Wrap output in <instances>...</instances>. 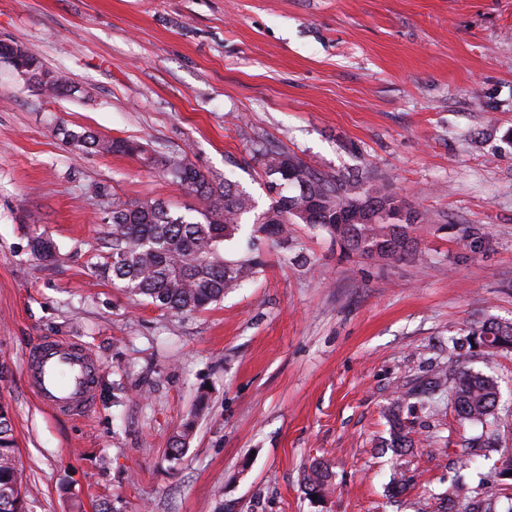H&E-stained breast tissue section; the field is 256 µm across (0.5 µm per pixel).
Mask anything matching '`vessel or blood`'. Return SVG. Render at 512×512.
<instances>
[{"label":"vessel or blood","mask_w":512,"mask_h":512,"mask_svg":"<svg viewBox=\"0 0 512 512\" xmlns=\"http://www.w3.org/2000/svg\"><path fill=\"white\" fill-rule=\"evenodd\" d=\"M100 367L85 344L71 338L47 337L27 355L25 382L44 408L81 417L94 407Z\"/></svg>","instance_id":"obj_1"}]
</instances>
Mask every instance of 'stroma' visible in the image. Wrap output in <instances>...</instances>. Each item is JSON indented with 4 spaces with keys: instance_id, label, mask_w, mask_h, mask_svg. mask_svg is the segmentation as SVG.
<instances>
[{
    "instance_id": "obj_1",
    "label": "stroma",
    "mask_w": 512,
    "mask_h": 512,
    "mask_svg": "<svg viewBox=\"0 0 512 512\" xmlns=\"http://www.w3.org/2000/svg\"><path fill=\"white\" fill-rule=\"evenodd\" d=\"M0 41L78 87L46 98L0 59V402L28 512H512L498 471L512 349L468 361L498 382V450L461 456L447 397L430 413L410 397L453 340L512 321V0H0ZM62 126L186 157L262 210L253 157L272 147L330 177L362 173L427 221L414 256L391 262L293 225L307 264L264 246L261 275L174 314L100 275L108 218L116 202L204 201L136 157L76 150ZM47 336L102 363L86 417L26 389L24 357ZM397 400L415 448L413 485L392 498ZM316 459L333 485L315 500Z\"/></svg>"
}]
</instances>
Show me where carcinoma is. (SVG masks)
Instances as JSON below:
<instances>
[{
    "label": "carcinoma",
    "mask_w": 512,
    "mask_h": 512,
    "mask_svg": "<svg viewBox=\"0 0 512 512\" xmlns=\"http://www.w3.org/2000/svg\"><path fill=\"white\" fill-rule=\"evenodd\" d=\"M30 75L40 93L64 96L76 87L61 73L48 71L45 81L42 61L29 49L15 43H0V57ZM76 147L103 154L135 156L144 165L157 168L189 194L206 200L205 211L179 213L157 199L112 204L109 260L103 276L134 296L147 299L166 311L183 314L204 310L263 271L260 249L273 243L286 251L293 245L290 224H307L328 233L353 255L403 260L416 245L414 231L421 214H405L402 201L390 191L363 187L362 180L331 179L295 155L273 149L258 150L267 178L270 205L257 211L253 196L226 180L209 178L183 156L147 154L143 144L106 139L90 131L60 128ZM467 342L482 347L488 356L503 347L512 348V322L484 323L469 332ZM467 354L454 347L448 370L414 393L422 405L443 385L448 401L463 424L486 426L497 421L496 382L466 366ZM391 446L400 456L411 447V439L400 418V403L389 411ZM194 422L168 442V455H182ZM332 477L322 463H315L307 476L312 491L328 490ZM0 512H26L24 474L18 465L13 419L9 407L0 404Z\"/></svg>",
    "instance_id": "obj_1"
}]
</instances>
